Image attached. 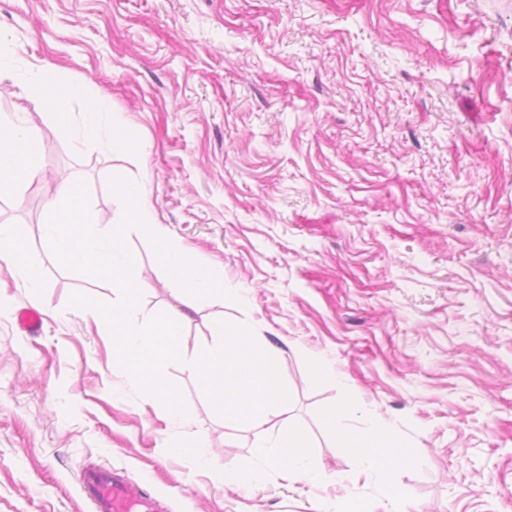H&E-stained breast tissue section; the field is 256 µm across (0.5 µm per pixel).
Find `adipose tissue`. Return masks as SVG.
I'll use <instances>...</instances> for the list:
<instances>
[{
  "instance_id": "obj_1",
  "label": "adipose tissue",
  "mask_w": 512,
  "mask_h": 512,
  "mask_svg": "<svg viewBox=\"0 0 512 512\" xmlns=\"http://www.w3.org/2000/svg\"><path fill=\"white\" fill-rule=\"evenodd\" d=\"M88 96L90 110L82 118L68 112L71 98ZM57 108L56 121L61 127L78 125L83 139H96L101 121L111 109L110 100L102 95H87L85 88L62 86L52 96ZM35 133L13 120L0 116V196L13 194L21 182L33 179L41 171L40 157L34 145ZM17 273L27 287L40 285L39 270L27 261L25 244L11 225H0V268ZM278 351L262 345L240 327L216 323L213 339L190 366L199 389L223 414L224 425L235 428L251 423L262 425L282 416L286 392L277 373ZM349 402L336 403L324 416L323 425L331 439L347 448L358 472L389 475L413 456L412 448L378 425L367 423L358 429L346 428L344 420L350 412ZM275 448V463L286 478L312 481L321 477L318 459L310 451L305 435L287 430L271 442L254 446L262 457Z\"/></svg>"
}]
</instances>
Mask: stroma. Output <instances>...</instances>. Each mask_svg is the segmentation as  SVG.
I'll use <instances>...</instances> for the list:
<instances>
[{
  "mask_svg": "<svg viewBox=\"0 0 512 512\" xmlns=\"http://www.w3.org/2000/svg\"><path fill=\"white\" fill-rule=\"evenodd\" d=\"M0 114L26 122L37 177L0 197L41 286L0 270V512H91V465L120 469L163 512H512V0H0ZM112 101L139 139L112 154L55 125L49 81ZM84 181L98 224L110 180L143 181L169 237L224 272L196 300L168 379L186 413L140 393L92 309L112 286L44 249L59 174ZM127 246L145 315L177 306L147 236ZM41 317L38 333L17 315ZM280 350L286 419L224 426L187 365L216 322ZM336 374L320 376L316 361ZM353 405L413 450L390 477H354L322 416ZM303 432L324 473L281 477L253 445ZM204 435L212 459L170 454ZM258 469L218 486L210 463ZM216 480L221 484H231L245 489H254L258 487L263 475L260 471L249 470L245 472L224 471L223 468L215 466L212 468Z\"/></svg>",
  "mask_w": 512,
  "mask_h": 512,
  "instance_id": "1",
  "label": "stroma"
}]
</instances>
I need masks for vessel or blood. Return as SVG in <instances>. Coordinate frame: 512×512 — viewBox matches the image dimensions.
Instances as JSON below:
<instances>
[{
  "mask_svg": "<svg viewBox=\"0 0 512 512\" xmlns=\"http://www.w3.org/2000/svg\"><path fill=\"white\" fill-rule=\"evenodd\" d=\"M92 512H162L158 500L148 496L118 469L91 467L82 479Z\"/></svg>",
  "mask_w": 512,
  "mask_h": 512,
  "instance_id": "obj_1",
  "label": "vessel or blood"
}]
</instances>
